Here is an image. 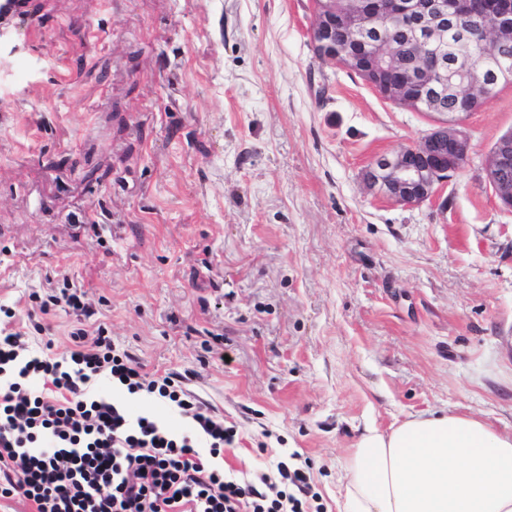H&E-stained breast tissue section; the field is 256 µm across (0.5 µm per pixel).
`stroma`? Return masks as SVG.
I'll return each mask as SVG.
<instances>
[{
    "instance_id": "stroma-1",
    "label": "stroma",
    "mask_w": 512,
    "mask_h": 512,
    "mask_svg": "<svg viewBox=\"0 0 512 512\" xmlns=\"http://www.w3.org/2000/svg\"><path fill=\"white\" fill-rule=\"evenodd\" d=\"M0 55V305L54 354L86 292L119 350L236 431L240 478L289 454L321 512L365 426L478 415L512 435V209L482 161L512 85L465 116L472 159L405 206L361 180L425 114L321 62L310 0H34ZM41 324L43 334L33 331ZM225 360H217L215 350ZM174 433L175 410L104 382ZM56 290V288L49 289V291L45 292L43 298L39 297L38 299L36 295L32 296V299H35V301L41 300L38 308L42 314H49L52 307L59 306L62 303H64L79 320H81V317L89 319L95 314V310L92 304L88 302L84 291L70 287L68 283H64L63 288L59 289V295Z\"/></svg>"
}]
</instances>
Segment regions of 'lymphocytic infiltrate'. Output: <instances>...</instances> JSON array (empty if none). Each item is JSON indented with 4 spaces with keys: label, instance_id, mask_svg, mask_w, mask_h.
<instances>
[{
    "label": "lymphocytic infiltrate",
    "instance_id": "obj_1",
    "mask_svg": "<svg viewBox=\"0 0 512 512\" xmlns=\"http://www.w3.org/2000/svg\"><path fill=\"white\" fill-rule=\"evenodd\" d=\"M62 360L32 351L23 335L0 329V498L22 495L35 512H308L305 472L278 463L279 481L251 482L211 464L232 433L184 384L144 373L117 353L104 328H77ZM106 378L128 394L147 392L193 422L176 434L152 416L130 414L91 393ZM208 440L201 453L196 435Z\"/></svg>",
    "mask_w": 512,
    "mask_h": 512
}]
</instances>
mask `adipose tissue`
Masks as SVG:
<instances>
[{
	"label": "adipose tissue",
	"mask_w": 512,
	"mask_h": 512,
	"mask_svg": "<svg viewBox=\"0 0 512 512\" xmlns=\"http://www.w3.org/2000/svg\"><path fill=\"white\" fill-rule=\"evenodd\" d=\"M341 482L343 512H512V436L467 413L368 426Z\"/></svg>",
	"instance_id": "adipose-tissue-1"
}]
</instances>
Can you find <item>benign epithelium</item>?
<instances>
[{
    "instance_id": "1",
    "label": "benign epithelium",
    "mask_w": 512,
    "mask_h": 512,
    "mask_svg": "<svg viewBox=\"0 0 512 512\" xmlns=\"http://www.w3.org/2000/svg\"><path fill=\"white\" fill-rule=\"evenodd\" d=\"M463 12L478 16L493 11L487 37L502 47L512 43V0H456ZM448 5L444 0H313L314 23L310 32L317 56L334 66L358 74L381 97L421 113H429L428 103L448 85V72L440 60L422 72L427 94L415 98L407 85L389 75L415 65L389 54L379 39V22L400 17L412 29L417 52L438 55L444 43V22ZM353 33L350 42L336 47V29ZM465 80L460 93L473 108L493 96L509 79L506 71L488 58L467 61L459 67ZM471 159V143L461 120L448 115L420 141L394 153L375 156L362 173L367 188L375 195L403 205H420L431 199L440 185L459 172ZM512 130L495 142L484 164L486 179L495 196L512 208Z\"/></svg>"
}]
</instances>
